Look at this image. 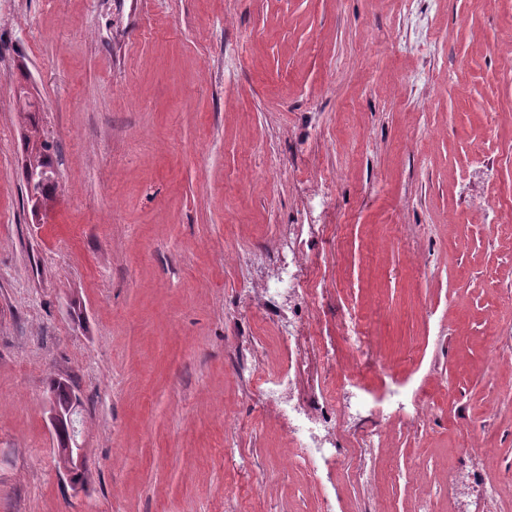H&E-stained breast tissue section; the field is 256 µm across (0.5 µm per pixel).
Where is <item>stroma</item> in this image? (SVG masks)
Returning <instances> with one entry per match:
<instances>
[{"mask_svg":"<svg viewBox=\"0 0 512 512\" xmlns=\"http://www.w3.org/2000/svg\"><path fill=\"white\" fill-rule=\"evenodd\" d=\"M510 43L512 0H0V512H512ZM26 100L58 173L40 214ZM294 224L337 361L356 317L395 366L365 387L435 403L371 446L351 429L316 483L235 363L245 336L287 360L269 291ZM241 248L257 261L225 262ZM49 420L52 431L62 425L67 424L69 438L66 441L67 447L63 451V456L68 460V469L82 470L85 465V457L83 454V443L79 442L80 432L77 427L79 416L81 414L82 405L79 399L73 398L72 402L67 405H59L52 395H48ZM57 462L60 469L66 466L67 461L57 451Z\"/></svg>","mask_w":512,"mask_h":512,"instance_id":"1","label":"stroma"}]
</instances>
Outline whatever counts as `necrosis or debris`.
<instances>
[{
    "label": "necrosis or debris",
    "instance_id": "necrosis-or-debris-1",
    "mask_svg": "<svg viewBox=\"0 0 512 512\" xmlns=\"http://www.w3.org/2000/svg\"><path fill=\"white\" fill-rule=\"evenodd\" d=\"M287 315L281 316L279 326L285 342L306 340L316 344L322 351L320 386L300 391L295 383L298 374L306 372L305 361L273 376H260L258 369H251V376L259 383L251 395L255 407L267 402L278 405L288 420L290 446L287 450L290 464H302L308 469L311 479H319V461L336 462L345 453V434L352 421L369 411L373 398L362 389L358 379L363 371L385 370L382 362H371L367 366H343L336 363L331 354V339L324 336L317 320L319 306L318 281L307 255L300 254L289 275Z\"/></svg>",
    "mask_w": 512,
    "mask_h": 512
}]
</instances>
